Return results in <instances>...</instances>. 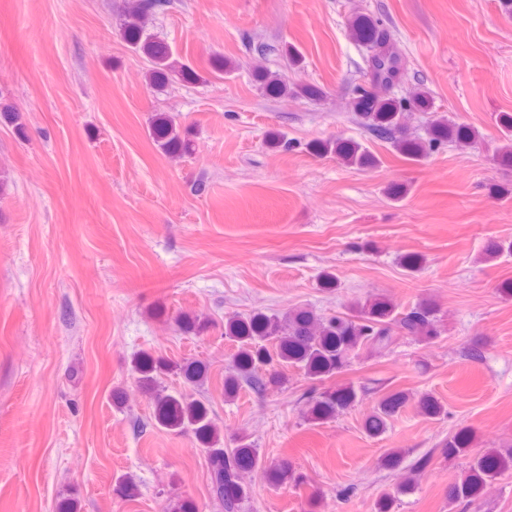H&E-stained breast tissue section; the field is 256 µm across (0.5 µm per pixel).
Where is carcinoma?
Returning a JSON list of instances; mask_svg holds the SVG:
<instances>
[{"instance_id": "obj_1", "label": "carcinoma", "mask_w": 512, "mask_h": 512, "mask_svg": "<svg viewBox=\"0 0 512 512\" xmlns=\"http://www.w3.org/2000/svg\"><path fill=\"white\" fill-rule=\"evenodd\" d=\"M166 0H127L120 26L127 45L144 56L150 64L148 85L163 88L173 76L196 81L200 75L178 58L165 44L154 40L148 32V19L165 6ZM352 38L368 50L367 66L373 90L360 89L355 104L360 124L375 137L391 143L405 159L419 161L444 144L472 149L479 143L474 128L451 123L440 117L431 121L427 137L405 136L406 113L400 102L379 94L398 81L404 57L390 32L370 18L362 16L349 23ZM498 126L504 144L498 149L501 162L512 164V113L502 112ZM149 135L166 155L181 156L190 150V143L175 119L165 112L153 115ZM316 151L334 154L350 166L366 167L374 158L354 140H326L313 144ZM224 335L237 343L232 369L224 377V393L235 394L242 387L260 392L269 386L285 383L284 370L295 367L311 380L323 382L341 373L352 357L366 353L381 357L391 351L402 336H418L431 341L441 335L438 309L429 301H420L404 310L384 297H368L351 302L344 311L320 314L313 309L297 308L285 314L256 312L233 316L224 325ZM166 364L156 362L143 353L134 362L144 387L157 385V375ZM361 398V388L352 382L328 388L307 400L304 417L313 423H326L354 407ZM410 394L401 389L388 390L376 400L364 421L371 437H379L389 421L409 403ZM419 412L438 418L444 408L438 400L423 395L418 400ZM154 418L164 427L192 431L204 445L210 463V494L224 512H238L246 496L242 473L261 470L272 485L300 483L288 463L267 464L258 450L245 438L233 448L221 444L218 431L199 402L156 389ZM473 433L461 428L448 436L443 444L448 459H465L461 477L448 486V502L473 503L488 483L512 472V451L488 448L473 451ZM415 479L407 477L392 493H383L375 501V512H392L398 496L410 493Z\"/></svg>"}]
</instances>
